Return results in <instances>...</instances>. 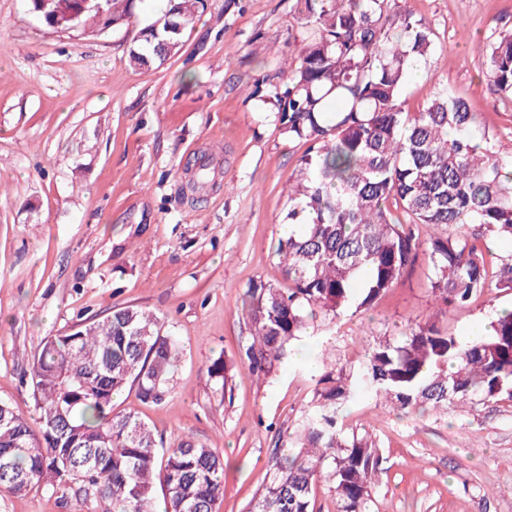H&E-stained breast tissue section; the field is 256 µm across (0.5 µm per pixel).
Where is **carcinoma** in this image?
<instances>
[{"mask_svg":"<svg viewBox=\"0 0 512 512\" xmlns=\"http://www.w3.org/2000/svg\"><path fill=\"white\" fill-rule=\"evenodd\" d=\"M203 8V0H170L174 28L141 37L129 65L160 61L162 41L177 49ZM295 12L305 46L285 59L286 81L271 85L269 97L281 134L307 149L288 190L284 221L294 231L273 246L288 287L258 278L244 293L251 329L239 362L259 377L288 360L317 319L374 307L421 252L441 313L512 291V253L489 246L512 241V156H501L467 103L446 90L421 112L401 106L415 64L433 51L431 26L391 0H296ZM478 49L490 81L512 99V34ZM418 225L448 233L422 240ZM465 225L472 236L456 232ZM182 356L161 318L132 305L47 337L28 373L38 427L0 401V491H70L78 512L88 504L157 512L159 493L162 512H219L224 457L188 436L159 454L163 440L148 423L114 410L129 386L144 403H165ZM313 357V396L247 512H314L320 483L339 512H372L382 452L344 425L341 407L360 396L399 414L467 399L512 402V311L498 313L472 344L432 322L376 342L356 370L322 349ZM233 369L219 357L208 374L228 391Z\"/></svg>","mask_w":512,"mask_h":512,"instance_id":"1","label":"carcinoma"}]
</instances>
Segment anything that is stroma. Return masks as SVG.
<instances>
[{"mask_svg": "<svg viewBox=\"0 0 512 512\" xmlns=\"http://www.w3.org/2000/svg\"><path fill=\"white\" fill-rule=\"evenodd\" d=\"M424 18L435 48L405 88L418 112L442 87L463 98L512 156V100L485 75L476 44L512 33V0H395ZM168 0H135L131 24L49 27L30 0H0V400L36 422L27 372L44 339L114 306L154 312L184 355L168 401L129 388L116 408L165 443L189 436L224 456L220 512H244L265 485L280 436L292 432L318 371L289 360L265 379L237 362L249 334L251 280L277 281L288 185L304 145L288 142L257 83L302 47L295 0H208L163 64L135 70L128 53ZM209 155L213 183L192 190L186 159ZM418 257L369 311L315 322L337 362L358 368L377 341L436 321L458 337L501 310L512 291L438 314ZM236 363L231 392L208 375ZM386 457L373 512H512V403L460 402L399 415L349 403Z\"/></svg>", "mask_w": 512, "mask_h": 512, "instance_id": "stroma-1", "label": "stroma"}]
</instances>
